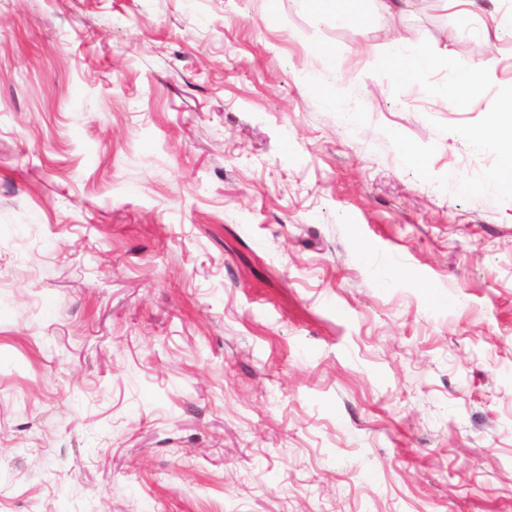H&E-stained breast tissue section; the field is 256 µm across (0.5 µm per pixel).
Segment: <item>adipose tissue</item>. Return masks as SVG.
Segmentation results:
<instances>
[{
	"label": "adipose tissue",
	"mask_w": 512,
	"mask_h": 512,
	"mask_svg": "<svg viewBox=\"0 0 512 512\" xmlns=\"http://www.w3.org/2000/svg\"><path fill=\"white\" fill-rule=\"evenodd\" d=\"M299 3L306 13L323 23L342 25L353 20L364 26L370 23L360 0H299ZM382 57L402 81L415 84L437 64L447 62L448 52L437 49L421 35L403 36L395 27L390 39L382 45ZM492 66L489 60L459 64L452 83L433 85L430 92L445 105L459 104L491 78ZM471 141L476 150L493 151L500 157V167L489 178V185L512 184V139L502 138L496 127L490 126L472 134Z\"/></svg>",
	"instance_id": "ef3b65f1"
}]
</instances>
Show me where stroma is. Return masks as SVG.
<instances>
[{"instance_id": "1", "label": "stroma", "mask_w": 512, "mask_h": 512, "mask_svg": "<svg viewBox=\"0 0 512 512\" xmlns=\"http://www.w3.org/2000/svg\"><path fill=\"white\" fill-rule=\"evenodd\" d=\"M367 8L0 0V512H512V0ZM301 8L317 20L327 24L342 25L352 20L363 28L370 23L369 15L362 9L359 0H298ZM399 29L392 24L391 38L381 45V56L402 81L416 84L438 62L447 64V49H437L419 34L405 37ZM493 61H478L458 64L452 83L442 82L429 88L430 93L447 106L458 105L474 94L493 73ZM474 148L478 151H494L500 157V167L488 179V184L497 188L510 183L512 187V139H504L498 133L495 124L471 135Z\"/></svg>"}]
</instances>
